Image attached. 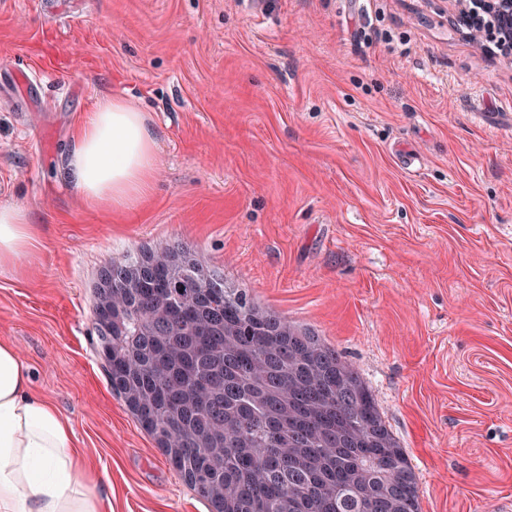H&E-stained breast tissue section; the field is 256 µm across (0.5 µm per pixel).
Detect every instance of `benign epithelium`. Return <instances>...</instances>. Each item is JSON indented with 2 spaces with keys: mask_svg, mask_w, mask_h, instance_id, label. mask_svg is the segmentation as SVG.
Listing matches in <instances>:
<instances>
[{
  "mask_svg": "<svg viewBox=\"0 0 512 512\" xmlns=\"http://www.w3.org/2000/svg\"><path fill=\"white\" fill-rule=\"evenodd\" d=\"M447 1L453 23L466 38L494 42L512 62V0H442Z\"/></svg>",
  "mask_w": 512,
  "mask_h": 512,
  "instance_id": "benign-epithelium-1",
  "label": "benign epithelium"
}]
</instances>
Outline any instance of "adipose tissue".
Segmentation results:
<instances>
[{
	"instance_id": "obj_1",
	"label": "adipose tissue",
	"mask_w": 512,
	"mask_h": 512,
	"mask_svg": "<svg viewBox=\"0 0 512 512\" xmlns=\"http://www.w3.org/2000/svg\"><path fill=\"white\" fill-rule=\"evenodd\" d=\"M67 167L87 208L118 218L140 208L157 167L141 106L99 99L75 131ZM42 236L28 209L0 205V268L36 257ZM103 482L86 472L63 412L33 392L19 349L0 340V512H105Z\"/></svg>"
}]
</instances>
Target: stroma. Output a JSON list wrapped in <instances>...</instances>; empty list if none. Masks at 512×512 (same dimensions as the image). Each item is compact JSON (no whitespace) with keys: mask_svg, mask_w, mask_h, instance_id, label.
<instances>
[{"mask_svg":"<svg viewBox=\"0 0 512 512\" xmlns=\"http://www.w3.org/2000/svg\"><path fill=\"white\" fill-rule=\"evenodd\" d=\"M56 55L38 90L15 67ZM158 146L114 223L65 167L105 95ZM0 204L37 258L0 270V339L112 486V512H208L97 354L100 269L190 250L360 372L421 512H512V62L435 0H0Z\"/></svg>","mask_w":512,"mask_h":512,"instance_id":"stroma-1","label":"stroma"}]
</instances>
